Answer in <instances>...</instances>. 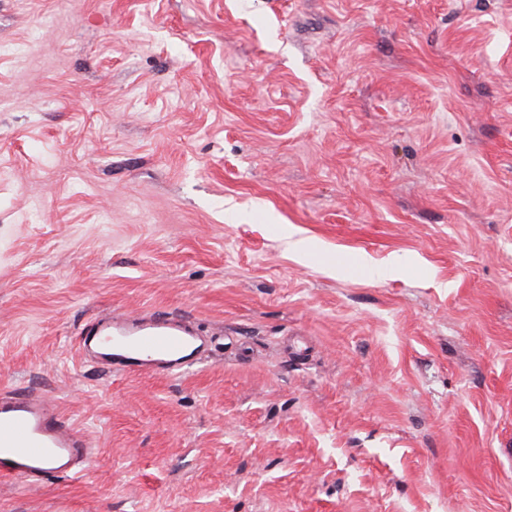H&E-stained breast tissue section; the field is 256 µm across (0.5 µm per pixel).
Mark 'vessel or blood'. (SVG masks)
Returning a JSON list of instances; mask_svg holds the SVG:
<instances>
[{
	"mask_svg": "<svg viewBox=\"0 0 512 512\" xmlns=\"http://www.w3.org/2000/svg\"><path fill=\"white\" fill-rule=\"evenodd\" d=\"M83 347L104 364L121 369L165 371L189 368L198 355L195 336L177 317L148 318L124 325L111 317ZM92 454L84 432L52 405L26 394L0 398V480L38 485L49 478L82 472Z\"/></svg>",
	"mask_w": 512,
	"mask_h": 512,
	"instance_id": "b4317fda",
	"label": "vessel or blood"
}]
</instances>
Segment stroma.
I'll return each mask as SVG.
<instances>
[{"instance_id":"35a3bbf8","label":"stroma","mask_w":512,"mask_h":512,"mask_svg":"<svg viewBox=\"0 0 512 512\" xmlns=\"http://www.w3.org/2000/svg\"><path fill=\"white\" fill-rule=\"evenodd\" d=\"M1 45L0 389L98 455L0 512H512V0H0ZM110 314L206 351L114 370Z\"/></svg>"}]
</instances>
